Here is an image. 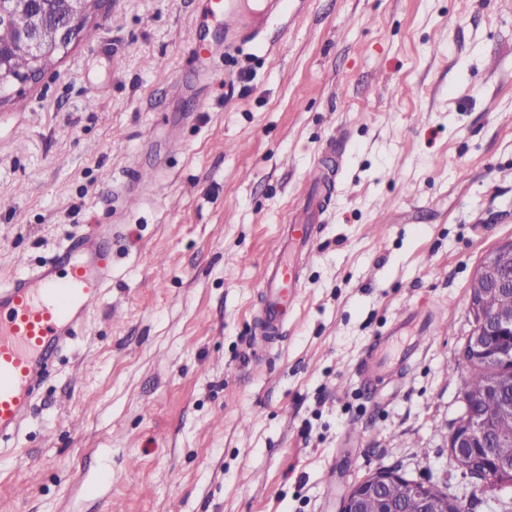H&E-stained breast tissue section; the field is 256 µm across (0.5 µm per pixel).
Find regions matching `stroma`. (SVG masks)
<instances>
[{"mask_svg": "<svg viewBox=\"0 0 512 512\" xmlns=\"http://www.w3.org/2000/svg\"><path fill=\"white\" fill-rule=\"evenodd\" d=\"M204 0H100L0 99V284L87 225L112 279L0 447V512H339L380 469L502 512L457 468L469 285L512 239V0H297L255 41ZM323 164L286 332L253 357L262 272ZM405 307L440 328L358 374ZM110 482L97 484L100 472ZM333 481H326V474Z\"/></svg>", "mask_w": 512, "mask_h": 512, "instance_id": "obj_1", "label": "stroma"}]
</instances>
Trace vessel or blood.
Instances as JSON below:
<instances>
[{
	"label": "vessel or blood",
	"instance_id": "vessel-or-blood-1",
	"mask_svg": "<svg viewBox=\"0 0 512 512\" xmlns=\"http://www.w3.org/2000/svg\"><path fill=\"white\" fill-rule=\"evenodd\" d=\"M320 212V201L309 200L304 218L279 229L262 283V335L285 331L286 314L299 293L301 267L313 251L314 220ZM82 248V239H74L50 263L0 288V443L13 439L29 414L49 357L77 336L112 278L96 260L79 259ZM412 327L417 328V336L401 343V336ZM435 327L432 311L404 309L390 333L367 351L361 380L389 378Z\"/></svg>",
	"mask_w": 512,
	"mask_h": 512
}]
</instances>
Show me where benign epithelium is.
<instances>
[{
    "instance_id": "7a95c632",
    "label": "benign epithelium",
    "mask_w": 512,
    "mask_h": 512,
    "mask_svg": "<svg viewBox=\"0 0 512 512\" xmlns=\"http://www.w3.org/2000/svg\"><path fill=\"white\" fill-rule=\"evenodd\" d=\"M64 18L55 44L46 43L37 26L25 31L16 50L28 55L35 67L12 78L26 83L36 79L48 62L65 54L80 35L92 7V0H60ZM512 270V240L488 251L478 266L469 289V311L473 328L463 349L467 366L485 369L494 366L497 373L483 386L481 396L463 394L464 414L448 438V448L459 468L495 490L512 485V433L506 434L496 423L484 419L480 401L496 400L504 413L512 415V371L503 366L512 362V309H490L486 296L507 285ZM416 512H469L468 504L448 495H439L423 483L407 480L389 470H379L355 484L344 497L340 512H405V501Z\"/></svg>"
}]
</instances>
